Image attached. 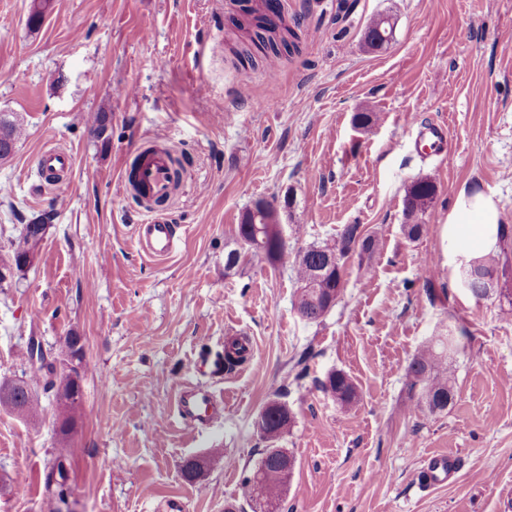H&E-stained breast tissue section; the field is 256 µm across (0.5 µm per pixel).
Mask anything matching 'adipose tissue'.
I'll return each instance as SVG.
<instances>
[{"mask_svg":"<svg viewBox=\"0 0 512 512\" xmlns=\"http://www.w3.org/2000/svg\"><path fill=\"white\" fill-rule=\"evenodd\" d=\"M500 222L498 206L491 197L462 193L448 218V235L464 241L470 256L476 257L495 250Z\"/></svg>","mask_w":512,"mask_h":512,"instance_id":"ef3b65f1","label":"adipose tissue"}]
</instances>
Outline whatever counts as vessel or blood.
<instances>
[{"label": "vessel or blood", "instance_id": "1", "mask_svg": "<svg viewBox=\"0 0 512 512\" xmlns=\"http://www.w3.org/2000/svg\"><path fill=\"white\" fill-rule=\"evenodd\" d=\"M416 130L419 141L429 146H442L449 137L447 126L440 123L420 124ZM34 163L44 184L53 187L63 182L72 167L70 154L55 147L43 149ZM173 170L172 151L158 148L142 153L123 182L124 192L147 207L146 219L136 227L137 239L145 254L158 261L170 257L182 238L179 226L172 223L166 212L173 195ZM177 406L183 419L199 423L206 422L210 412L221 408L220 402L202 387L183 390ZM461 468L460 456L435 454L426 459L424 473L428 484L434 486L455 482Z\"/></svg>", "mask_w": 512, "mask_h": 512}]
</instances>
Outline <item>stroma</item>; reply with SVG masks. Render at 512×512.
<instances>
[{"label":"stroma","instance_id":"obj_1","mask_svg":"<svg viewBox=\"0 0 512 512\" xmlns=\"http://www.w3.org/2000/svg\"><path fill=\"white\" fill-rule=\"evenodd\" d=\"M31 5L0 0V112L25 128L0 163V257L42 211L57 216L32 266L0 285V381L30 377L29 339L56 355L72 331L87 371L64 496L45 486L60 441L53 391L34 385L36 420L0 409V512H161L170 500L246 512L244 479L265 448L257 420L273 400L294 417L276 445L296 460L273 512H512V242L481 300L448 244L462 191L492 196L512 226V0H280L298 49L247 70L236 0H53L36 28ZM378 16L394 34L373 51L364 33ZM202 79L210 95L194 93ZM100 111L105 140L87 124ZM360 112L376 113L370 132L355 127ZM411 116L447 125L445 151L416 142ZM153 145L183 166L171 215L186 233L161 262L139 249L143 209L120 181ZM49 146L73 159L57 191L32 165ZM423 177L436 194L411 240L404 199ZM259 199L301 233L289 258L227 268ZM346 224L378 246L347 262L340 298L307 322L291 256ZM447 334L455 399L423 412L408 367ZM231 338L253 348L229 370ZM336 371L357 386L350 408L323 388ZM189 384L224 400L194 428L176 408ZM217 448L231 467L184 478L187 459ZM434 452L461 456L454 483L421 484Z\"/></svg>","mask_w":512,"mask_h":512}]
</instances>
